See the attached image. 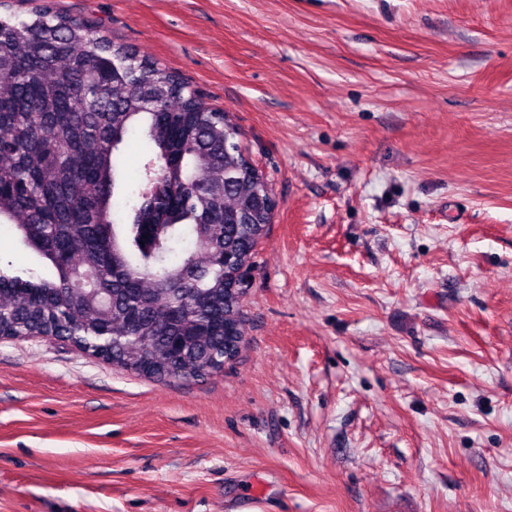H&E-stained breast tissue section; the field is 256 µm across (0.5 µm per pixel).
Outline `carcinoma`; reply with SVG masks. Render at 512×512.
I'll return each mask as SVG.
<instances>
[{
	"label": "carcinoma",
	"instance_id": "1",
	"mask_svg": "<svg viewBox=\"0 0 512 512\" xmlns=\"http://www.w3.org/2000/svg\"><path fill=\"white\" fill-rule=\"evenodd\" d=\"M141 143L127 184V142ZM228 115L149 56L48 6L0 16V336H55L138 375L192 379L245 346L272 191ZM0 261L6 264L12 261L15 267H30L33 264V256L25 250L12 233L7 230L0 234Z\"/></svg>",
	"mask_w": 512,
	"mask_h": 512
}]
</instances>
